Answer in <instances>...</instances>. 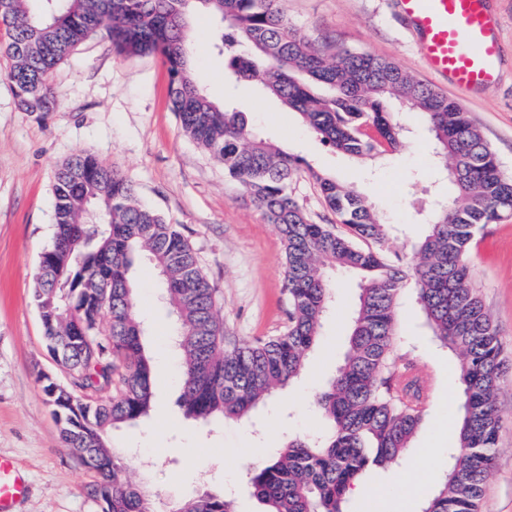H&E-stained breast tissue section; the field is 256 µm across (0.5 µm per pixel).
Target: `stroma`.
<instances>
[{"label":"stroma","instance_id":"stroma-1","mask_svg":"<svg viewBox=\"0 0 512 512\" xmlns=\"http://www.w3.org/2000/svg\"><path fill=\"white\" fill-rule=\"evenodd\" d=\"M288 20L300 34L327 45L363 49L389 59L443 93L450 86L427 74L409 30L394 15L392 0H284ZM500 20V83L461 97L460 103L512 177V0H490ZM222 27L205 13L189 23L196 80L216 104L241 110L247 129L291 155L310 173L292 191L310 221L335 223L315 175L354 187L390 224L389 258L410 262L414 243L426 230L432 201L447 195L446 178L432 171V146L421 113L402 112L409 135L379 163L362 162L323 144L299 114L248 83H233L213 44ZM0 57V456L20 468L28 490L16 512H99L88 493L96 477L64 448L60 424L46 401L42 375L65 382L48 352L32 303L35 270L54 233V173L72 154L85 152L117 169L140 201L181 225L217 292L224 334L252 344L283 333L288 325L284 290V242L277 227L227 177L221 164L182 131L168 98L167 66L160 55L129 56L105 32L90 35L55 69L51 84L59 99L52 112L18 107ZM468 259L474 285L499 330L504 355L512 360V215L478 227ZM337 303L323 325L305 374L259 408L251 423L205 425L180 406V360L170 346L175 328L160 298L161 283L149 260L134 273L136 310L144 323V345L153 359L155 398L139 426L111 430L110 446L125 452L129 478L145 483L157 512L195 492L232 495L239 512H264L252 495L242 453L246 440L266 450L288 437L315 436L322 428L316 397L346 348L358 279L332 273ZM398 363L412 365L429 387L425 417L404 461L369 471L362 480L376 497L395 501L415 489L433 497L448 472L461 402L457 372L462 357L433 333L414 281L397 302ZM501 430L495 470L480 512H512V375L498 396ZM441 449L429 464V444ZM411 473L414 483L402 481Z\"/></svg>","mask_w":512,"mask_h":512}]
</instances>
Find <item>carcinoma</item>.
Segmentation results:
<instances>
[{"instance_id":"cac0c4a2","label":"carcinoma","mask_w":512,"mask_h":512,"mask_svg":"<svg viewBox=\"0 0 512 512\" xmlns=\"http://www.w3.org/2000/svg\"><path fill=\"white\" fill-rule=\"evenodd\" d=\"M0 0L9 40L0 54L18 105L51 112L54 69L90 34L105 30L125 54L161 55L169 73L171 110L182 131L224 165V172L276 225L285 241L287 331L251 345L224 342L216 290L180 227L142 204L121 173L86 153L64 160L54 175L51 245L36 272L33 302L44 337L58 351L67 383L43 390L68 448L95 472L89 494L100 512H155L152 495L131 482L125 454L106 436L139 425L155 393L151 358L136 317L132 267L145 254L159 272L162 298L177 331L181 406L190 418L248 421L273 393L297 379L316 345L332 303L327 272L359 273L361 284L342 364L317 396L327 432L292 436L262 463H250L252 495L266 512H344L345 495L369 468L402 460L419 430L424 400L416 380L400 382L396 302L415 281L435 335L461 351L463 386L457 446L440 491L424 512H480L496 458L497 399L507 363L494 320L474 287L468 261L475 230L512 214V177L472 125L460 103L369 51H335L288 22L282 0ZM209 12L225 24L216 48L228 73L297 111L325 144L374 160L402 146L394 99L425 117L436 154L452 160L454 193L434 203L414 264L385 258L392 227L368 197L311 173L337 223L308 220L289 187L301 158L254 137L241 112L216 105L199 88L188 41V17ZM112 392L105 401L91 393ZM174 512H237L234 501L208 492L180 501Z\"/></svg>"}]
</instances>
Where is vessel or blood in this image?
I'll list each match as a JSON object with an SVG mask.
<instances>
[{
  "instance_id": "b4317fda",
  "label": "vessel or blood",
  "mask_w": 512,
  "mask_h": 512,
  "mask_svg": "<svg viewBox=\"0 0 512 512\" xmlns=\"http://www.w3.org/2000/svg\"><path fill=\"white\" fill-rule=\"evenodd\" d=\"M426 69L460 94L499 79L500 48L488 0H394ZM27 491L16 463L0 456V512H15Z\"/></svg>"
}]
</instances>
